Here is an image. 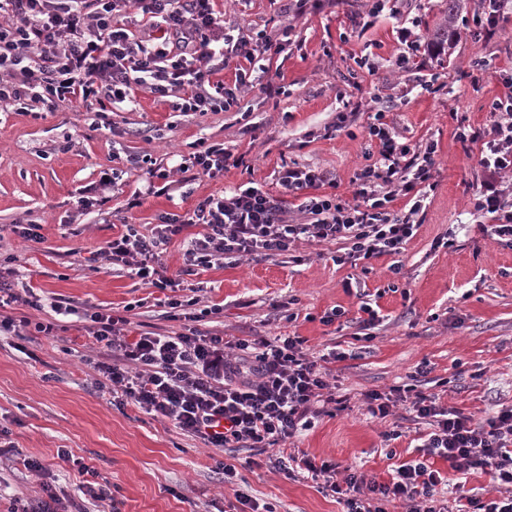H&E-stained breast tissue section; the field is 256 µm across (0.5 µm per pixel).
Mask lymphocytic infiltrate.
Wrapping results in <instances>:
<instances>
[{
    "mask_svg": "<svg viewBox=\"0 0 512 512\" xmlns=\"http://www.w3.org/2000/svg\"><path fill=\"white\" fill-rule=\"evenodd\" d=\"M215 0H0V104L34 103L55 109L94 110L110 126L109 106L133 100L138 89L158 97L177 92L179 111L206 114L238 106L242 92L259 85L267 68L264 59L279 47L278 33H259L255 41L232 34L224 26ZM136 4L145 20L142 34L130 35L124 24L128 4ZM244 57L234 67V81H218L221 67ZM232 66V65H231ZM491 106L488 130L458 127L455 138L463 148L479 145L485 178L474 198L475 213L491 221L490 232L512 238V189L504 188L503 172L512 171V77ZM378 139V158L360 175L356 204L323 193L324 172L281 163L273 196L250 186L231 197L209 195L192 212L158 214L150 233L127 225L124 233L104 242L91 254L134 271L147 285L162 291L181 287V278L167 276L162 262L173 237L188 226L199 231L183 253V275H194L243 256L288 254L299 241L346 240L350 254L370 259L400 253L418 226L412 217L423 208L420 189L432 179L435 144H427L421 160L410 159L411 148L399 142L385 123L371 125ZM244 160L216 143L189 154L180 166L216 177ZM414 195L409 210H391L400 195ZM309 217L289 223V198ZM199 297L167 296L159 306L169 321H182L181 331L161 335L123 333L125 317L88 305L57 298L50 318H0V333L20 335L31 327L55 335L61 318L73 316L106 350L94 368L112 388L120 405H129L171 422L188 436L212 448L245 444L250 448L278 447L276 467L305 471L324 478L343 503L345 512H385L392 500L423 499L424 512H437L431 501L442 481L427 465L430 457L449 462L465 474L473 469L490 475L499 499L478 503V512H512V406L483 419L455 408L440 407L434 396L415 392L410 405L416 418L432 429L422 437V459L405 462L392 482L379 483L364 474L338 475L334 464H315L304 452H288L283 444L310 424L316 406L330 384L327 368L307 357L297 336L242 339L227 352L223 336L202 331L194 307ZM108 486L79 485L66 499L45 488L43 497L13 499L8 512H89L97 502L111 500Z\"/></svg>",
    "mask_w": 512,
    "mask_h": 512,
    "instance_id": "obj_1",
    "label": "lymphocytic infiltrate"
}]
</instances>
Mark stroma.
<instances>
[{"mask_svg": "<svg viewBox=\"0 0 512 512\" xmlns=\"http://www.w3.org/2000/svg\"><path fill=\"white\" fill-rule=\"evenodd\" d=\"M289 0H218L227 29L287 28L288 40L270 52L265 83L245 92L239 108L203 115L173 110V98L140 91L136 102L110 113L111 129L96 130L82 112L61 106L34 113L0 109V261L14 269L16 286L33 288L43 303L62 296L126 311L130 334H170L180 325L159 317L158 289L140 284L126 268L78 261L122 231L123 222L152 228L163 212L185 213L201 197L233 195L253 181L277 193L281 161L328 172L335 193L353 200L358 176L376 160L369 136L377 110L400 141L436 144L433 187L419 225L401 253L353 261L345 242H302L289 254L245 258L192 276L201 306L220 305L202 327L236 341L298 336L313 357L336 351L329 381L344 408L323 414L288 440L316 462L351 467L386 483L395 466L417 459L418 438L429 430L406 402L389 416H371L364 395L417 386L439 405L482 417L512 406V241L481 231L473 189L483 179L478 150L463 151L458 127L484 130L490 106L512 75V16L494 33L475 22L478 0H463L456 18L448 0H405V18L419 31L447 26L443 52L418 57L406 68L397 20L376 13L372 0H323L321 9L289 10ZM345 123H337L338 113ZM336 125L333 136L324 128ZM214 143L244 153L246 168L184 182L183 155ZM138 153L169 170L166 191L133 210L125 203L146 174L128 168ZM122 172L118 193L104 205L77 211L74 201L111 169ZM40 225L37 241L20 239L13 224ZM447 238L448 246L437 243ZM379 320L364 326L362 303ZM340 308L332 324L326 312ZM99 357L81 323L59 336H0V429L14 444L0 461V512L15 497L75 493L87 465L108 484L121 512H225L244 495L259 512H342L322 482L291 476L251 448H208L170 422L113 400L95 385ZM67 450L69 460L57 453ZM40 461L39 474L25 459ZM237 476L225 482L223 464ZM447 479L434 496L445 512H474L491 495L478 470L460 474L444 460Z\"/></svg>", "mask_w": 512, "mask_h": 512, "instance_id": "35a3bbf8", "label": "stroma"}]
</instances>
